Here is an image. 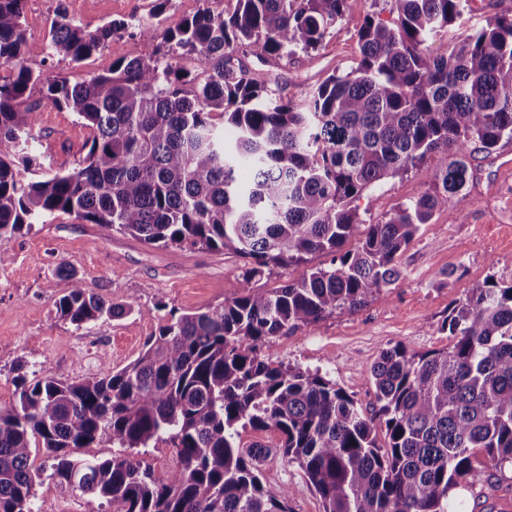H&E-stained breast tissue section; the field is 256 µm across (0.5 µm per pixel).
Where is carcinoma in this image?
Here are the masks:
<instances>
[{
	"mask_svg": "<svg viewBox=\"0 0 512 512\" xmlns=\"http://www.w3.org/2000/svg\"><path fill=\"white\" fill-rule=\"evenodd\" d=\"M23 2L0 0V67L10 69L0 75V265L12 238L56 213L106 236L250 263L239 295L160 318L140 355L112 374L17 375L18 399L0 405V512H32L39 450L50 478L105 500L106 512H291L290 490L262 480L272 453L298 465L324 512H453L457 490L512 465V284L472 286L442 324L455 339L448 349L383 351L368 416L319 372L262 354L271 337L394 285L398 254L467 189V157L512 140L511 15L435 55L431 41L465 0H385L393 19L365 18L355 68L285 99L245 59L277 68L298 51L313 58L347 0H236L228 15L204 8L152 48L130 36L128 55L75 83L33 64L60 56L78 66L129 24L88 31L71 21L34 42ZM38 86L91 130L90 147L74 169L26 180L20 172L39 164L29 102ZM214 110L236 129L233 141ZM427 162L431 189L374 224L360 217L364 191ZM316 252L331 255L330 266L256 285L264 269ZM67 277L57 311L75 329L130 313ZM238 424L274 430L279 443L245 448ZM164 438L177 455L164 479L130 454L76 456L105 439L133 449Z\"/></svg>",
	"mask_w": 512,
	"mask_h": 512,
	"instance_id": "1",
	"label": "carcinoma"
}]
</instances>
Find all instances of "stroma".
<instances>
[{
    "instance_id": "obj_1",
    "label": "stroma",
    "mask_w": 512,
    "mask_h": 512,
    "mask_svg": "<svg viewBox=\"0 0 512 512\" xmlns=\"http://www.w3.org/2000/svg\"><path fill=\"white\" fill-rule=\"evenodd\" d=\"M155 0H25L24 21L70 11L89 30L124 21L130 33L160 39L163 27L202 8V0H171L162 27L152 23ZM391 15L384 0H349L345 19L326 37L314 58L297 54L280 69L284 96L299 97L329 73L348 72L359 57L357 31L364 18ZM512 14V0H468L463 14L433 40L434 53H446L464 36L486 27L498 15ZM130 34H119L81 65L52 57L47 76L79 81L110 68L131 48ZM36 148L46 175L73 169L85 156L90 137L76 115L42 103L35 128ZM474 179L453 208L436 212L421 225L398 255L399 281L366 306L326 317L285 336L272 337L273 361L303 370H320L359 407L370 410L375 388L370 368L383 350L400 345L416 353L447 349L453 339L442 329L450 310L465 302L473 284L488 279L512 283V140L493 152H473ZM433 181L430 165L386 179L361 196L359 214L376 222L399 203L415 198ZM11 259L0 266V404L17 398L18 372L52 370L81 380L119 370L136 359L158 320L142 311L163 306L165 312L203 311L237 296L243 258L215 250L154 247L120 233L103 236L94 224L57 214L33 225L8 244ZM74 271L89 292L130 306L129 314L77 330L64 321L57 303ZM270 487L291 491L292 512H323L322 502L297 465L270 456L261 465ZM492 512H512V468L458 493L459 512H476L477 502ZM34 512H104L90 494L47 476L33 486Z\"/></svg>"
}]
</instances>
